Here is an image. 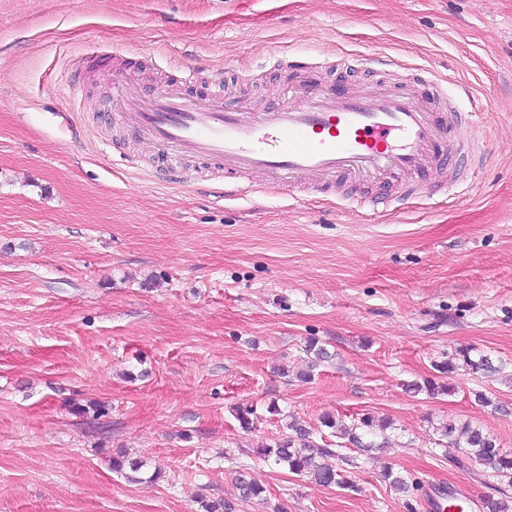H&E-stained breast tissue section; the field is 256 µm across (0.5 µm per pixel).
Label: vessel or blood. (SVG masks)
I'll return each mask as SVG.
<instances>
[{"instance_id": "vessel-or-blood-1", "label": "vessel or blood", "mask_w": 512, "mask_h": 512, "mask_svg": "<svg viewBox=\"0 0 512 512\" xmlns=\"http://www.w3.org/2000/svg\"><path fill=\"white\" fill-rule=\"evenodd\" d=\"M184 81L147 91L116 88L112 120L148 142L171 186L187 174L204 191L243 190L251 173L267 176L268 190L295 185L319 190L362 179L401 182V201L422 193L411 177L452 149L483 161L476 136L479 111L447 107V88L435 77L405 74L402 82L370 90L334 92L304 85L276 106L247 112L224 104V80L212 77L202 96L186 97Z\"/></svg>"}]
</instances>
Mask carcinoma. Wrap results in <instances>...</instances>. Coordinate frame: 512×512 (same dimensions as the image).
Returning <instances> with one entry per match:
<instances>
[{"instance_id": "obj_1", "label": "carcinoma", "mask_w": 512, "mask_h": 512, "mask_svg": "<svg viewBox=\"0 0 512 512\" xmlns=\"http://www.w3.org/2000/svg\"><path fill=\"white\" fill-rule=\"evenodd\" d=\"M435 370L442 376L451 378L458 371H469L485 377H493L500 371V364L495 362L491 354L471 355L469 349H458L448 355V358L434 364ZM449 386L439 384L431 378L423 382H413L406 386L411 392L425 391L430 394L446 391ZM321 426L339 432L346 440L348 449L366 454L373 448H386L389 445L388 430L392 429V421L388 418L379 419L369 414L352 418L348 424L338 423L331 414H325L319 419ZM289 435L274 442L261 444L257 453L276 465H284L294 474L310 477L316 484L323 487L338 486L352 489L355 480L344 470L328 466L324 458L335 455L330 448L315 444L312 440L313 430L298 421L288 424ZM440 437L446 441V446L459 448L468 458L489 466L494 475L512 482V451L500 447L497 438L482 426L464 422L461 424L445 422L438 428ZM385 477L398 491L408 494L419 490V485L408 476L391 469L385 472ZM239 489L244 498L258 497L263 489L245 474L238 475Z\"/></svg>"}]
</instances>
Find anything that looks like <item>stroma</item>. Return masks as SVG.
<instances>
[{"mask_svg": "<svg viewBox=\"0 0 512 512\" xmlns=\"http://www.w3.org/2000/svg\"><path fill=\"white\" fill-rule=\"evenodd\" d=\"M92 46L146 89L196 66L197 95L223 75L225 104L250 112L301 85L368 89L424 67L449 94L466 87L462 109L482 105L487 160L455 202L402 210L307 187L292 200L260 175L228 199L166 187L150 145L107 120ZM349 55L371 69H344ZM312 338L332 357L305 382ZM460 347L505 359L502 373L405 392ZM328 412L394 422L391 447L358 458L356 490L256 452ZM449 420L512 449V0H0V512H423L389 466L426 490L467 486L469 512L512 497L437 445ZM119 457L143 460L139 481L113 471ZM241 471L261 497H241Z\"/></svg>", "mask_w": 512, "mask_h": 512, "instance_id": "stroma-1", "label": "stroma"}]
</instances>
